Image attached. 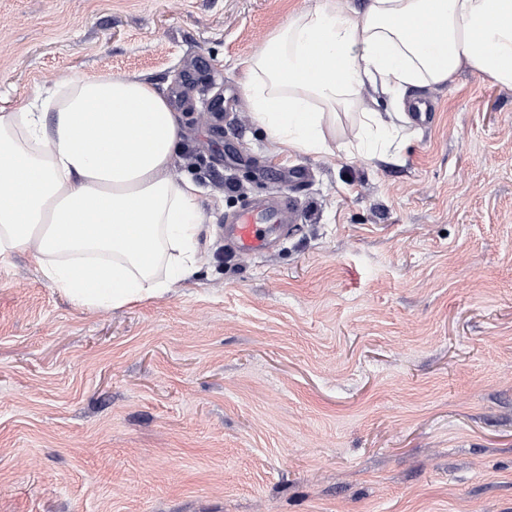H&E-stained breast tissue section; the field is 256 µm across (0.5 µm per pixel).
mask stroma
Instances as JSON below:
<instances>
[{"label":"stroma","instance_id":"35a3bbf8","mask_svg":"<svg viewBox=\"0 0 512 512\" xmlns=\"http://www.w3.org/2000/svg\"><path fill=\"white\" fill-rule=\"evenodd\" d=\"M317 0H0V108L128 74L165 94L211 255L75 308L0 264V512H512V89L471 70L399 158L273 152L248 62ZM311 172L273 252L221 222Z\"/></svg>","mask_w":512,"mask_h":512}]
</instances>
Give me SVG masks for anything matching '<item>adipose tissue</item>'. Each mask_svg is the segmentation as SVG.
<instances>
[{
	"mask_svg": "<svg viewBox=\"0 0 512 512\" xmlns=\"http://www.w3.org/2000/svg\"><path fill=\"white\" fill-rule=\"evenodd\" d=\"M475 71L512 88V0H318L248 64L251 119L281 150L321 154L365 90ZM0 109V262L24 253L81 308L159 298L207 262L197 184L172 172L179 126L148 80L85 76ZM347 153L385 156L396 127L363 111Z\"/></svg>",
	"mask_w": 512,
	"mask_h": 512,
	"instance_id": "ef3b65f1",
	"label": "adipose tissue"
}]
</instances>
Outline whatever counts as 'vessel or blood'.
<instances>
[{
  "label": "vessel or blood",
  "mask_w": 512,
  "mask_h": 512,
  "mask_svg": "<svg viewBox=\"0 0 512 512\" xmlns=\"http://www.w3.org/2000/svg\"><path fill=\"white\" fill-rule=\"evenodd\" d=\"M300 202L287 191L248 199L241 209L224 217V246L240 258L269 252L287 225L295 223Z\"/></svg>",
  "instance_id": "obj_1"
}]
</instances>
